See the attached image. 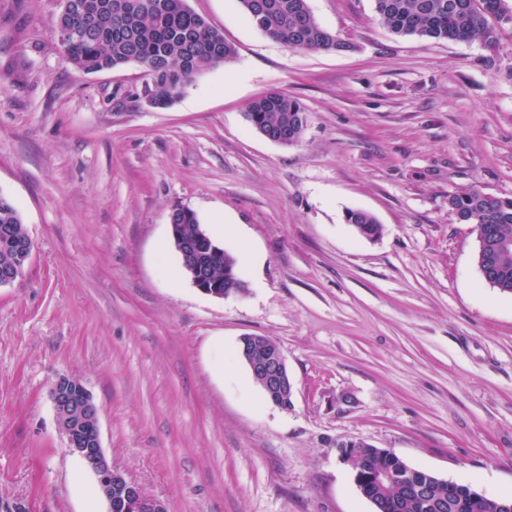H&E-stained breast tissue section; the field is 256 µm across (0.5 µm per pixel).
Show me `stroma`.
Segmentation results:
<instances>
[{
  "instance_id": "obj_1",
  "label": "stroma",
  "mask_w": 512,
  "mask_h": 512,
  "mask_svg": "<svg viewBox=\"0 0 512 512\" xmlns=\"http://www.w3.org/2000/svg\"><path fill=\"white\" fill-rule=\"evenodd\" d=\"M188 4L237 54L157 109L144 67L66 60L60 0H0V194L34 243L0 288V512L107 510L58 430L62 375L168 512H375L336 448L360 440L512 496V294L448 207L512 196V38L401 37L373 0H308L346 47L289 50L238 0ZM273 90L306 110L296 144L244 115ZM178 205L226 226L247 294L183 275ZM351 209L382 237H358ZM244 335L280 346L289 409L254 383ZM346 221L351 224L355 233L364 239L374 241L383 234L382 224H379L376 217L368 211L357 213L356 210H349Z\"/></svg>"
}]
</instances>
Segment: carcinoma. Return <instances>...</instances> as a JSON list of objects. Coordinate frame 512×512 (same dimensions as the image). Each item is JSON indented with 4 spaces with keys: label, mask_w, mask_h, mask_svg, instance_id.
<instances>
[{
    "label": "carcinoma",
    "mask_w": 512,
    "mask_h": 512,
    "mask_svg": "<svg viewBox=\"0 0 512 512\" xmlns=\"http://www.w3.org/2000/svg\"><path fill=\"white\" fill-rule=\"evenodd\" d=\"M80 10L59 14L57 27L76 34L73 40H59V46L76 68L87 73L112 70L136 62L151 77L155 106L167 108L180 100L197 76L220 66L236 55L233 44L221 30L212 27L188 7L187 0H149L153 8L131 12L122 0H82ZM375 11L389 31L397 36L467 42L480 40L495 45L502 35L512 34V0H374ZM249 18L262 15L259 30L290 49L341 50L337 40L313 16L307 0H239ZM254 128L273 135L288 133L296 143L306 125L304 108L283 92H270L247 105ZM457 220L480 226L492 244L478 251L479 270L486 271L493 287L512 294V248L496 247L512 241V197L487 195L476 187L448 198ZM347 223L367 240L383 234V226L370 212L350 210ZM181 236L193 237L199 228L191 209L176 211ZM23 240L27 232L21 215L8 197L0 194V268L21 265L27 254L4 244L3 228ZM208 275L224 285L226 295L242 282L236 257L224 248L209 257ZM351 448L352 475L367 478L377 470L409 468L397 455L382 456L367 442L336 444ZM417 479L428 483L420 494L402 484L376 485L366 491L376 512H512V497L473 498L470 486L447 481L416 470Z\"/></svg>",
    "instance_id": "1"
}]
</instances>
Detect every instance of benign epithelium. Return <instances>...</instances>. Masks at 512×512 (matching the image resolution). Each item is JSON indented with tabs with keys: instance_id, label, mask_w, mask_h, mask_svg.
<instances>
[{
	"instance_id": "obj_1",
	"label": "benign epithelium",
	"mask_w": 512,
	"mask_h": 512,
	"mask_svg": "<svg viewBox=\"0 0 512 512\" xmlns=\"http://www.w3.org/2000/svg\"><path fill=\"white\" fill-rule=\"evenodd\" d=\"M174 215L175 212H170V235L179 244L184 259L192 264L196 259V250L207 248V239L200 234L196 247L188 245L179 234L180 225L175 223ZM192 283L205 295L225 297L219 285L205 276L193 278ZM259 340L260 337L256 335L240 337L246 364L268 400L278 406H285L293 394V383L285 357L276 344L265 349L260 357L252 355L253 347ZM50 398L66 446L81 461L85 471L95 478L107 505L106 512H115L117 508L123 512H166L162 501L148 496L108 460L101 444L99 405L80 380L68 376L58 378L51 386Z\"/></svg>"
}]
</instances>
